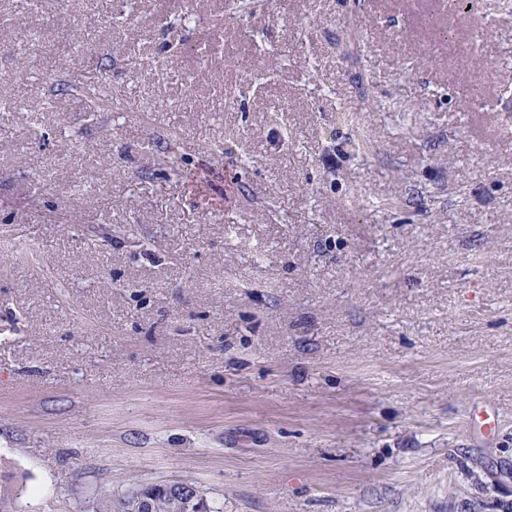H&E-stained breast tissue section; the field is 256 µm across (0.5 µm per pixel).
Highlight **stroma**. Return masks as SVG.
<instances>
[{
  "label": "stroma",
  "instance_id": "stroma-1",
  "mask_svg": "<svg viewBox=\"0 0 512 512\" xmlns=\"http://www.w3.org/2000/svg\"><path fill=\"white\" fill-rule=\"evenodd\" d=\"M16 5L0 470L20 512L182 481L224 512H512V0H257L248 40L236 0H138L123 27L45 0L22 34ZM99 81L121 110L69 90Z\"/></svg>",
  "mask_w": 512,
  "mask_h": 512
}]
</instances>
